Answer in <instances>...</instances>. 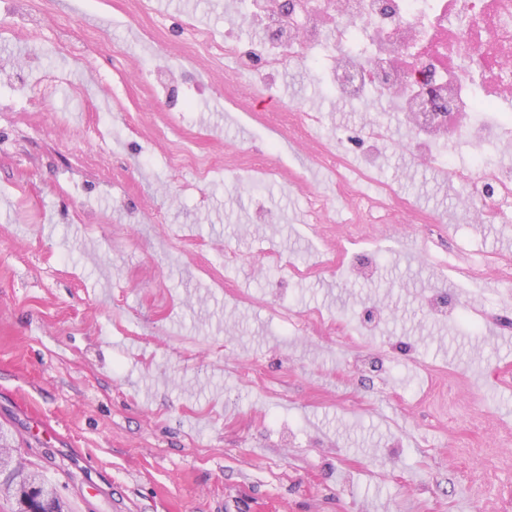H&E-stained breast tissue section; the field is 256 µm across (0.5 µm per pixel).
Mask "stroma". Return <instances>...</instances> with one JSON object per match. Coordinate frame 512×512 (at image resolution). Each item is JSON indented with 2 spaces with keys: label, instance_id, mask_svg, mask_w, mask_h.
<instances>
[{
  "label": "stroma",
  "instance_id": "35a3bbf8",
  "mask_svg": "<svg viewBox=\"0 0 512 512\" xmlns=\"http://www.w3.org/2000/svg\"><path fill=\"white\" fill-rule=\"evenodd\" d=\"M133 3L0 0L26 19L0 34V85L25 88L0 96V441L65 512H512V284L491 265L512 203L459 218L456 181L417 163L386 103L339 104L320 49L252 103L319 110L307 143L243 118L181 22L258 38L245 0ZM157 67L191 97L179 116ZM374 120L389 148L362 192L392 184L446 223H345L308 155L359 150ZM178 146L214 173L172 171ZM247 147L280 175L225 183ZM351 237L375 277L349 272ZM434 293L458 312L434 315Z\"/></svg>",
  "mask_w": 512,
  "mask_h": 512
}]
</instances>
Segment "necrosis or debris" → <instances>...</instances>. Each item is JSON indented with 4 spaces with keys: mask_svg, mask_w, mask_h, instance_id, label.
Here are the masks:
<instances>
[{
    "mask_svg": "<svg viewBox=\"0 0 512 512\" xmlns=\"http://www.w3.org/2000/svg\"><path fill=\"white\" fill-rule=\"evenodd\" d=\"M248 16L261 22L266 36L225 38L227 91L246 79L251 93L262 96L272 76L326 48L332 60L326 76L339 100H387L414 132L418 159L466 188V220H499L501 202L512 199V173L479 163L449 168L443 148L461 133L484 146L471 115L512 97V0H291L287 12L276 0H249ZM386 145L383 126L371 122L359 166L336 160L337 194L368 181ZM408 210L388 187L383 199L355 198L350 221L376 215L399 224Z\"/></svg>",
    "mask_w": 512,
    "mask_h": 512,
    "instance_id": "necrosis-or-debris-1",
    "label": "necrosis or debris"
}]
</instances>
